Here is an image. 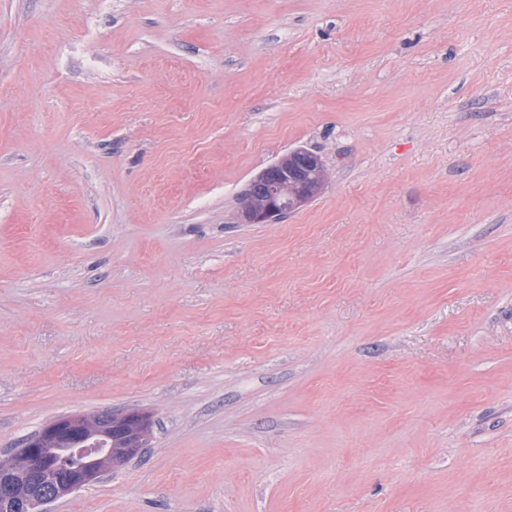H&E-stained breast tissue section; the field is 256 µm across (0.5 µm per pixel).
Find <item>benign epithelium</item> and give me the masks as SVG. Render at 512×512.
Returning <instances> with one entry per match:
<instances>
[{
    "instance_id": "benign-epithelium-1",
    "label": "benign epithelium",
    "mask_w": 512,
    "mask_h": 512,
    "mask_svg": "<svg viewBox=\"0 0 512 512\" xmlns=\"http://www.w3.org/2000/svg\"><path fill=\"white\" fill-rule=\"evenodd\" d=\"M289 152L274 164L280 182L264 198L246 195L240 203L241 224H275L311 200L323 188L326 172L315 154L305 153V163H293ZM140 414L106 411L90 421L83 416L61 415L45 424L37 437L22 442L15 457L0 464V512H35V508L71 495L94 482L144 447L137 431ZM131 428L128 448L112 455L106 440L112 431Z\"/></svg>"
}]
</instances>
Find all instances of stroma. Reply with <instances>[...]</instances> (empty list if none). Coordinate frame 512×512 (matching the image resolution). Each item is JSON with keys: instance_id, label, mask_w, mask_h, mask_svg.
I'll return each instance as SVG.
<instances>
[{"instance_id": "35a3bbf8", "label": "stroma", "mask_w": 512, "mask_h": 512, "mask_svg": "<svg viewBox=\"0 0 512 512\" xmlns=\"http://www.w3.org/2000/svg\"><path fill=\"white\" fill-rule=\"evenodd\" d=\"M103 410L47 512H512V0H0V459ZM301 152L306 160L303 166L293 163V155ZM274 167H268L265 175L266 185L257 187V193L263 194L268 185L279 180L276 189L270 190L264 198L258 199L247 194L240 203L238 220L241 224H275L312 198L311 194L322 189L326 181L323 163L315 154L302 149L290 151L277 161Z\"/></svg>"}]
</instances>
